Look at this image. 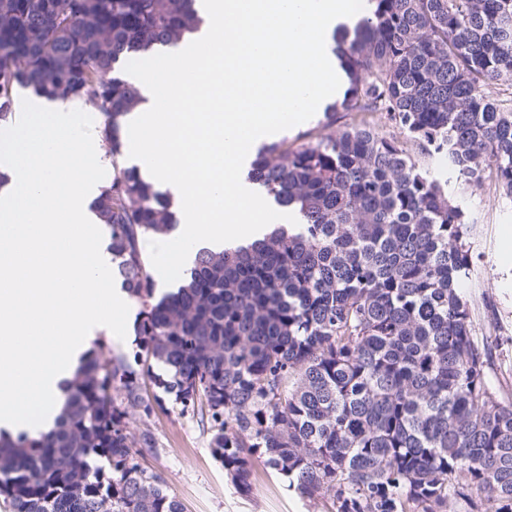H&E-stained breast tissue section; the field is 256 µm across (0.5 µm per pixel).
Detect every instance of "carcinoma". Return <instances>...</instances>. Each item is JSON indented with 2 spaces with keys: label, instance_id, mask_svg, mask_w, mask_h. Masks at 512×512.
I'll return each instance as SVG.
<instances>
[{
  "label": "carcinoma",
  "instance_id": "1",
  "mask_svg": "<svg viewBox=\"0 0 512 512\" xmlns=\"http://www.w3.org/2000/svg\"><path fill=\"white\" fill-rule=\"evenodd\" d=\"M372 2L332 37L343 94L250 165L299 223L199 252L158 297L142 244L176 216L119 164L145 102L123 73L197 34L198 0H0V124L18 87L104 115L113 175L92 210L140 305L133 360L91 349L50 432L0 436L11 512H184L129 430L128 408L152 412L146 375L200 416L242 496L261 463L332 512H512V398L473 334L474 222L453 199L487 178L512 198V106L483 94L512 89V0Z\"/></svg>",
  "mask_w": 512,
  "mask_h": 512
}]
</instances>
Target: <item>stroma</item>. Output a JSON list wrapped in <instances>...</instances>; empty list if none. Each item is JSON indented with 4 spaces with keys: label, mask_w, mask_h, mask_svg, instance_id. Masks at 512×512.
<instances>
[{
    "label": "stroma",
    "mask_w": 512,
    "mask_h": 512,
    "mask_svg": "<svg viewBox=\"0 0 512 512\" xmlns=\"http://www.w3.org/2000/svg\"><path fill=\"white\" fill-rule=\"evenodd\" d=\"M463 209L477 220L471 238L470 275L464 290L472 301L471 319L478 337L496 338L497 361L506 370L500 383L512 394V199L495 184L461 196ZM147 393L155 401L150 415L130 412L132 433L150 429L152 449L142 463L162 476L185 512H331L329 501L311 503L288 490L282 475L256 465L253 490L235 492L221 462L210 448V434L198 417L155 385Z\"/></svg>",
    "instance_id": "1"
}]
</instances>
